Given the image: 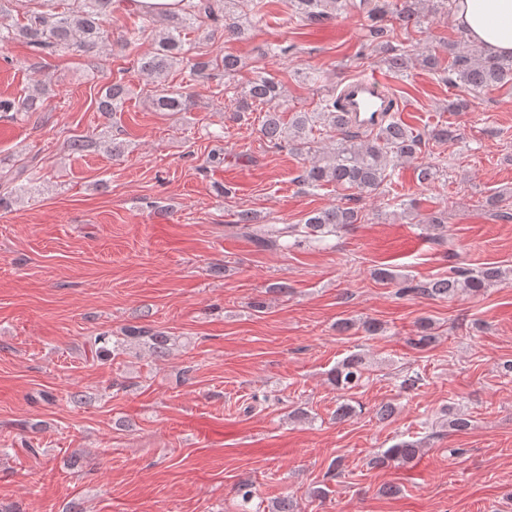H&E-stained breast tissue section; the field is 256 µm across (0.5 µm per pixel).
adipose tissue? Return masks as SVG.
Wrapping results in <instances>:
<instances>
[{
  "label": "adipose tissue",
  "instance_id": "obj_1",
  "mask_svg": "<svg viewBox=\"0 0 512 512\" xmlns=\"http://www.w3.org/2000/svg\"><path fill=\"white\" fill-rule=\"evenodd\" d=\"M454 20L488 53L512 54V0H454Z\"/></svg>",
  "mask_w": 512,
  "mask_h": 512
}]
</instances>
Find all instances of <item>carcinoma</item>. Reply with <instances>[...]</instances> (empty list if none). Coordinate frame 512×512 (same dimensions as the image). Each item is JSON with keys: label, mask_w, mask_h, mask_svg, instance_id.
<instances>
[{"label": "carcinoma", "mask_w": 512, "mask_h": 512, "mask_svg": "<svg viewBox=\"0 0 512 512\" xmlns=\"http://www.w3.org/2000/svg\"><path fill=\"white\" fill-rule=\"evenodd\" d=\"M54 0L41 3L43 9L28 11L26 23L16 29L0 28V49L12 40L22 37L37 53L51 52L55 48L71 47L79 51L92 52L107 38L104 28L106 17L112 13L113 0H73L59 11L47 6ZM248 0H195L182 11L161 15L165 28L155 39L153 52L139 60L140 71L157 81L151 95V103L157 112H187L190 97L174 90L160 79L172 66L186 64L189 77L210 76L214 73L232 78L240 70L237 56L226 53L216 56L188 57L185 49L186 36L196 29V24L207 19L215 28L224 31V37L240 39L245 35L244 20L247 19ZM299 18L312 24L330 20L339 12L356 4L352 0H290ZM358 8L367 14L368 20L388 22L401 27L423 29L428 15L424 0H359ZM448 54L453 56L455 83L479 92L493 86L512 85V56H496L486 53L473 44L459 50V44L448 43ZM132 90L121 82H113L96 99L97 110L104 113L123 111L124 103ZM251 102L267 106L260 133L276 149L290 148L299 153L313 150V141L307 137L309 124L319 116L338 132L336 147L325 162L316 161L305 168L302 180L311 186L334 184L342 189L354 190L360 194H372L383 187L387 168L395 158L417 162L419 179L426 183L435 179L436 168L419 160L423 138L396 121H384L369 137L350 132L351 120L335 109L336 97L324 100L322 111L295 112L288 123H283L281 113L287 108L280 84L262 71L247 83L241 92V103L248 107ZM43 112L45 111V90L35 85L32 93L15 101L0 100V112ZM361 210L338 204L329 209L317 211L308 216L302 224L286 225L282 228L261 227L254 234L261 246L278 247L280 239L303 236L308 240L321 242L341 227L359 224ZM505 271L496 267H485L479 271H454L446 277L429 282H420L408 277L401 279L387 269L377 273L378 280L396 283L400 295L423 296L431 299H447L460 293L478 294L500 280ZM127 336L137 339L154 354L162 357L176 345V338L168 332L151 326L135 327ZM364 361L361 355L352 354L336 366L333 381L342 390H352L361 385ZM420 452V443L402 441L383 452L376 463L387 465L391 462H407Z\"/></svg>", "instance_id": "carcinoma-1"}]
</instances>
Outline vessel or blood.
<instances>
[{
  "instance_id": "b4317fda",
  "label": "vessel or blood",
  "mask_w": 512,
  "mask_h": 512,
  "mask_svg": "<svg viewBox=\"0 0 512 512\" xmlns=\"http://www.w3.org/2000/svg\"><path fill=\"white\" fill-rule=\"evenodd\" d=\"M384 86V81L375 74L349 79L338 95L340 111L354 116L361 128H371L383 114L393 110Z\"/></svg>"
}]
</instances>
